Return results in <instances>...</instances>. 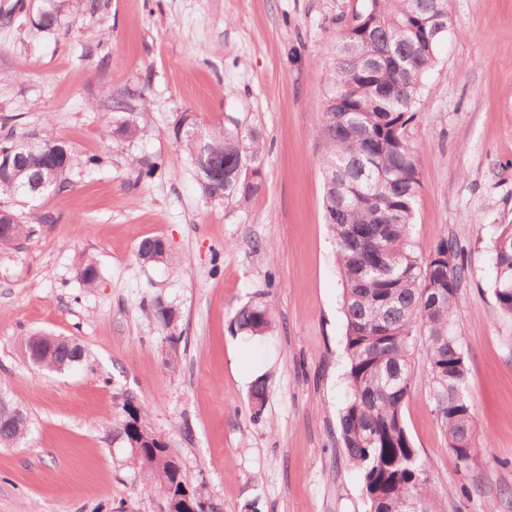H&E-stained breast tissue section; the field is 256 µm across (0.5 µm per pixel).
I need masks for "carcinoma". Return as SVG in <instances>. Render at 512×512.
Returning a JSON list of instances; mask_svg holds the SVG:
<instances>
[{"instance_id": "1", "label": "carcinoma", "mask_w": 512, "mask_h": 512, "mask_svg": "<svg viewBox=\"0 0 512 512\" xmlns=\"http://www.w3.org/2000/svg\"><path fill=\"white\" fill-rule=\"evenodd\" d=\"M447 4L365 0L354 14L357 22L343 28L336 61L323 72L327 98L343 99L339 110L322 113L318 127L323 204L344 289L349 396L340 413V437L350 466L361 477L366 512H436L428 467L404 420L417 345L427 351L430 402L448 451L466 468L479 455L467 359L452 331L470 269L457 240L443 237L423 252L411 236L421 181L419 149L406 136V128L415 119L424 79L436 62ZM78 8V0H50L38 29H55L62 17ZM108 108L125 114L113 134L135 138L139 129L130 118L131 100L113 94ZM173 138L196 169L207 166L200 183L205 198L245 206L259 193L264 147L260 130H202L192 113L183 112L173 126ZM26 143V133L13 127L0 136V153H22L21 164L0 176V194L35 200L66 187L76 161L73 150L48 129L32 142L33 150H22ZM35 178L48 190L33 192L30 181ZM30 234L29 225L15 220L0 231V246ZM491 246L493 296L500 312L512 317V224L494 226ZM137 254L146 264L167 259L154 238L142 240ZM175 315L172 306L155 302L154 316L163 327L173 325ZM233 323L250 336H268L275 330L272 312L258 303L238 309ZM20 347L24 357L39 360L47 370L63 371L84 358L64 341L35 342L26 336ZM27 434L28 425L0 419V447H15ZM112 439L128 450L133 442L139 445L141 452L127 460L163 504L187 491L205 500L181 469L163 460L155 432L146 424L145 407L137 399L123 400Z\"/></svg>"}]
</instances>
